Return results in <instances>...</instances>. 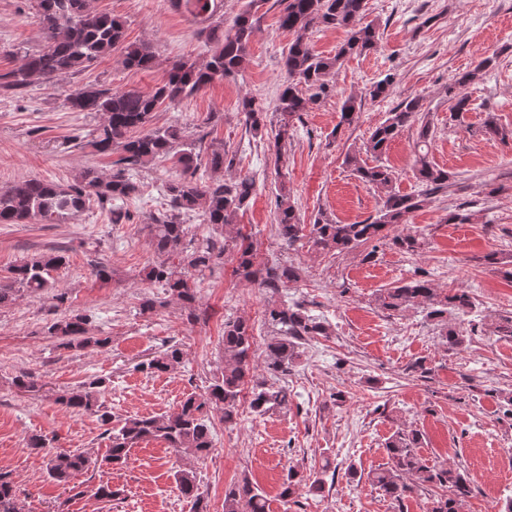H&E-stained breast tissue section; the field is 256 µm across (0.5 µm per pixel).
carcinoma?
Returning <instances> with one entry per match:
<instances>
[{
    "label": "carcinoma",
    "mask_w": 512,
    "mask_h": 512,
    "mask_svg": "<svg viewBox=\"0 0 512 512\" xmlns=\"http://www.w3.org/2000/svg\"><path fill=\"white\" fill-rule=\"evenodd\" d=\"M36 17L46 39L45 48L25 55L17 69L2 76L0 89L20 94L36 81L53 84L90 67L99 58L119 50L125 67L136 70L154 68L155 53L145 43L126 41L125 25L110 14L99 13L90 7V0H33ZM283 9L279 27L294 33V39L282 58L284 78L273 111L275 118V165L282 178L275 197L277 235L284 246L294 248L307 241L317 251L341 255L360 247H368L364 259L370 260L378 248L387 246L403 253H414L421 247L420 238L411 233L394 232L408 223L410 215L421 209L427 200L448 191L451 174L429 160L425 147L434 136V126L424 113L422 98L408 97L390 112L364 144V151L346 154L344 163L365 185L382 193L376 214L354 224H341L327 212L318 210L313 219L304 222L301 214L288 200L286 174L282 173L288 142L293 136V121L314 104L329 95L328 78L351 55H361L377 47V25L364 22L366 0H281ZM266 0H247L245 7L234 17L229 27L217 22L208 32L213 43L206 63L178 59L171 64L166 77L149 92L137 90L114 91L106 87H75L67 101L82 112L103 115L102 122L91 132V146L99 154H110L116 147L123 156L118 163L126 170L142 168L156 160H169L180 174L166 186L170 210L149 225L150 244L156 260L139 271L140 280L157 285L170 300L189 310L188 321L197 320L194 305L197 301L196 281L213 273L224 260V252L234 245L233 275L237 280L265 288L275 294L286 291L301 280V271L293 265L263 266L257 261L252 244H243L241 229L235 224L238 212L245 208L256 191V182L249 176L229 177L200 182L197 161L207 155L214 172L233 167L234 158L224 146L211 145L204 149L186 138L182 127L169 125L152 127L155 112L164 104H176L207 88L216 81L241 72L247 63L249 44L258 13ZM322 26L343 28L347 37L332 56L316 53L309 44L308 30ZM494 66V58L485 57L471 70L457 73L449 90L453 112L469 111L465 89L479 74ZM244 124L254 135L267 127L266 111L245 97L240 103ZM362 98L347 96L340 107L341 126H351L359 118ZM416 128L420 153L416 159L415 177L421 189L402 194L393 186L391 168L380 162L390 143L401 132ZM377 159L371 166L361 153ZM135 184L123 172L105 177L94 167H86L67 185L43 179H28L13 187L0 190L1 224H61L86 205L95 202L108 209L112 223L119 224L123 214L112 203L129 198ZM202 212L205 223L214 234L202 239L189 235L182 217ZM60 249L26 257L0 279V307L7 306L25 294H42L54 288L51 272L65 264ZM375 304L395 316L414 306L423 307L426 317L440 326L443 344L450 351L462 349L470 342L457 326L448 325V314L465 315L474 306L468 291H445L427 279L399 282L374 294ZM264 323L273 329V337L263 351L261 366L267 379L256 377L257 366L252 350L253 328L244 318L224 323L220 373L202 394L190 393L180 402L177 411L163 416L127 418L112 429V414L105 404L106 380L94 378L75 388L54 390L52 397L60 406L97 418L107 426L111 448L101 460L83 452L52 450L54 439L33 435L28 447L44 453L48 477L64 490L76 489L74 480L98 464L112 466L126 463L132 448L150 439L161 440L177 457L203 459L213 449L212 416L217 414L226 425L236 423L240 409L248 405L251 411L263 416L270 411L288 410V388L278 384L288 375L300 357V340L305 337L332 334L331 326L309 315L299 304L274 303L264 311ZM89 316L70 313L46 324L45 332L60 340V345L72 351L102 350L108 338L89 333ZM185 353L177 343L168 345L136 364L146 373H165L184 363ZM12 386L20 393L38 395L48 392L42 376L28 371L19 372ZM421 433L416 429H400L385 443L388 466L368 475L371 484L381 495L400 502L418 488L433 486L446 490L437 498L430 512H460L462 504L472 493L467 473L453 465L430 467L418 454ZM182 494L192 501V512H210L208 503L199 492L196 471L191 468L175 472ZM303 478L293 468L288 469L280 497L288 502L302 485ZM224 512H268L265 496L244 479L224 490ZM0 512H22L14 483L9 475L0 472Z\"/></svg>",
    "instance_id": "cac0c4a2"
}]
</instances>
